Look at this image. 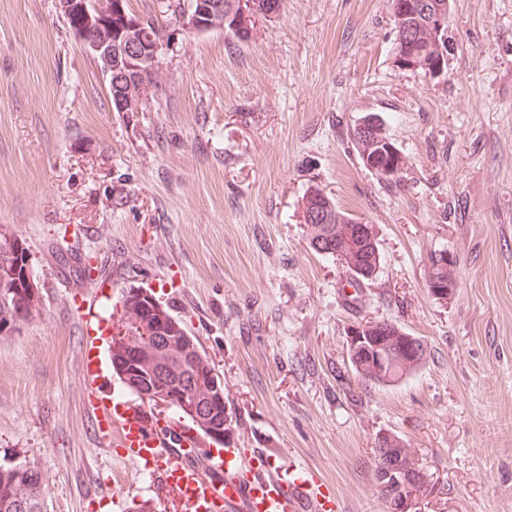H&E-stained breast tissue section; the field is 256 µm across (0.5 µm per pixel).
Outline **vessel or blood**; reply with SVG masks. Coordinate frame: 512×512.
<instances>
[{
	"label": "vessel or blood",
	"mask_w": 512,
	"mask_h": 512,
	"mask_svg": "<svg viewBox=\"0 0 512 512\" xmlns=\"http://www.w3.org/2000/svg\"><path fill=\"white\" fill-rule=\"evenodd\" d=\"M82 371L88 391L96 392L102 369L93 348L85 350ZM98 432L105 444L119 434L126 460L161 478L194 512H213L219 504L224 512H324L322 494L302 472L242 468L234 448L225 449L222 468H215L210 457L187 454L191 441L177 433L174 423L149 426L134 415L116 430L107 413L98 422Z\"/></svg>",
	"instance_id": "1"
}]
</instances>
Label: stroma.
<instances>
[{
	"label": "stroma",
	"instance_id": "1",
	"mask_svg": "<svg viewBox=\"0 0 512 512\" xmlns=\"http://www.w3.org/2000/svg\"><path fill=\"white\" fill-rule=\"evenodd\" d=\"M447 36L433 79L396 67L391 0H285L246 42L181 36L158 63L165 96L116 112L55 0H0V226L41 296L0 336V463L41 468L47 512H191L101 449L85 392L86 331L109 341L131 286L223 375L241 459L311 473L333 512H388L387 430L427 473L419 512H512V0H450ZM369 113L407 159L395 182L349 139ZM312 185L375 227L383 265L357 302L309 245ZM441 248L459 276L445 303L426 288ZM382 319L428 348L391 386L346 357L348 326Z\"/></svg>",
	"mask_w": 512,
	"mask_h": 512
}]
</instances>
